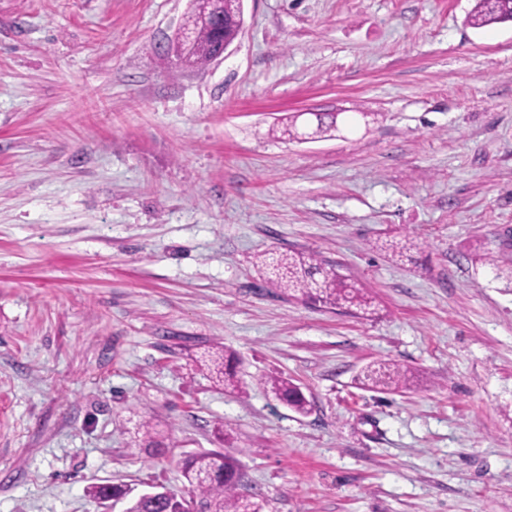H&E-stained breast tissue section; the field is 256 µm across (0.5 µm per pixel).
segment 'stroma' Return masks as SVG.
Here are the masks:
<instances>
[{
  "label": "stroma",
  "mask_w": 512,
  "mask_h": 512,
  "mask_svg": "<svg viewBox=\"0 0 512 512\" xmlns=\"http://www.w3.org/2000/svg\"><path fill=\"white\" fill-rule=\"evenodd\" d=\"M474 5L243 0L192 71L190 0H0V512L183 489L221 424L264 512H512V21ZM403 235L409 261L374 247ZM288 251L377 312L269 287L258 254ZM217 345L244 392L200 366ZM512 20V0H495L492 9L486 0H477L468 22L477 28ZM264 387L281 403L299 413L309 412V403L301 388L293 381L283 376H270L264 380ZM137 434L142 435V443L144 447L153 455H162L168 451V444L164 441L166 437H162L161 433L157 431L155 426L150 421L140 422L137 427Z\"/></svg>",
  "instance_id": "35a3bbf8"
}]
</instances>
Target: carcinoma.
<instances>
[{
	"label": "carcinoma",
	"mask_w": 512,
	"mask_h": 512,
	"mask_svg": "<svg viewBox=\"0 0 512 512\" xmlns=\"http://www.w3.org/2000/svg\"><path fill=\"white\" fill-rule=\"evenodd\" d=\"M192 16L196 34L190 42L174 41L172 52L176 64L189 63L192 68H203L219 52L223 43L235 39L238 23L233 19L219 20L211 0H193ZM512 20V0H495L488 7L487 0H476L468 22L481 28L490 24ZM416 247L409 237H395L375 242V248L386 252L394 260L409 257ZM262 265L273 270L269 281L276 287L293 293V297L311 305L340 306L346 304L362 312L371 306V298L354 282L339 274L332 266L319 261L315 255L303 252L280 254L265 258ZM207 367L217 385L230 391H243L240 378L231 364L224 362V351L217 348L206 359ZM365 379L372 385L398 388L407 383L404 372L396 369L387 372L380 382L371 374ZM264 387L281 403L299 413L309 412V403L301 388L283 376H270ZM142 443L149 453L162 455L168 451L165 438L149 421L137 425ZM180 471L185 479L187 493L153 490L136 494L123 484L91 483L85 489L87 497L104 505L110 501L125 504L124 512H261V506L238 492L243 474L238 460L222 450H210L185 456L180 461Z\"/></svg>",
	"instance_id": "cac0c4a2"
}]
</instances>
